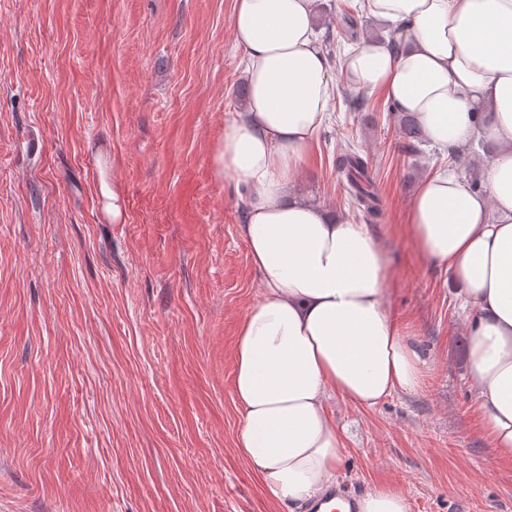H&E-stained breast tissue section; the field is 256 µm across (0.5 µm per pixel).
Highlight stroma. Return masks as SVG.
<instances>
[{
    "label": "stroma",
    "mask_w": 512,
    "mask_h": 512,
    "mask_svg": "<svg viewBox=\"0 0 512 512\" xmlns=\"http://www.w3.org/2000/svg\"><path fill=\"white\" fill-rule=\"evenodd\" d=\"M234 0H0V512H281L239 454V324L261 295L240 197L212 147L236 112ZM331 118L292 175L351 215L337 153L373 166L385 300L425 351L420 392L333 396L340 487L394 484L409 512H512L468 386L448 275L402 224L439 149L408 156L383 93ZM118 186L113 222L103 191Z\"/></svg>",
    "instance_id": "stroma-1"
}]
</instances>
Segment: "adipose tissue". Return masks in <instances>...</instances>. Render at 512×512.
I'll return each mask as SVG.
<instances>
[{
	"mask_svg": "<svg viewBox=\"0 0 512 512\" xmlns=\"http://www.w3.org/2000/svg\"><path fill=\"white\" fill-rule=\"evenodd\" d=\"M314 3L235 0L247 97L210 155L215 178L240 194V233L263 285L237 333V446L283 512H304L336 481L344 441L331 397L371 408L416 393L428 371L385 301L394 267L369 226L289 191L339 74L353 90L384 91L438 149L463 158L479 137L490 147L482 189L448 170L421 182L407 234L456 288L484 435L494 457L512 460V0H363L403 44L361 40L335 71Z\"/></svg>",
	"mask_w": 512,
	"mask_h": 512,
	"instance_id": "1",
	"label": "adipose tissue"
}]
</instances>
